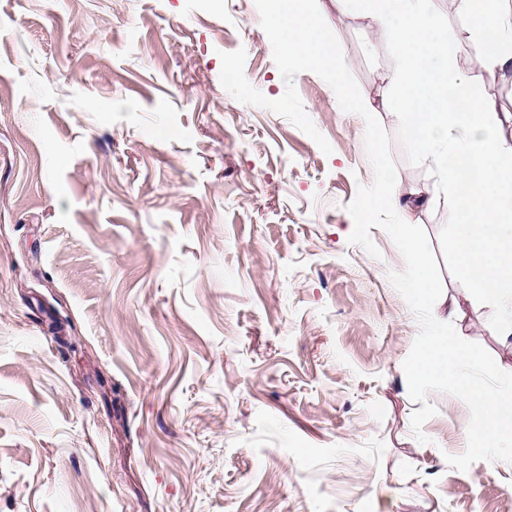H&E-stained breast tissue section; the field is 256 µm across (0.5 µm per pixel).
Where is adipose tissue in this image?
<instances>
[{
  "label": "adipose tissue",
  "mask_w": 512,
  "mask_h": 512,
  "mask_svg": "<svg viewBox=\"0 0 512 512\" xmlns=\"http://www.w3.org/2000/svg\"><path fill=\"white\" fill-rule=\"evenodd\" d=\"M477 41L476 58L487 71L512 68V0H463ZM342 13L368 20L391 48L390 105L408 141L438 177L435 197L420 190L401 196L389 177L372 207H395L396 233L417 271L408 292L415 308L437 323L459 308L437 300L430 258L414 226L432 201L445 202L455 224L445 241L459 283L500 313L498 334L512 339V144L501 121L479 99L462 91L465 74L446 64L448 29L441 0H336Z\"/></svg>",
  "instance_id": "1"
}]
</instances>
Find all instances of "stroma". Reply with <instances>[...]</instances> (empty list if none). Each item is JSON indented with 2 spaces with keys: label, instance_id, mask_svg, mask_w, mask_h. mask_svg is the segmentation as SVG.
<instances>
[{
  "label": "stroma",
  "instance_id": "35a3bbf8",
  "mask_svg": "<svg viewBox=\"0 0 512 512\" xmlns=\"http://www.w3.org/2000/svg\"><path fill=\"white\" fill-rule=\"evenodd\" d=\"M444 15L449 63L489 99L461 0ZM329 26L386 95L391 49L365 20ZM239 48L281 97L254 0H0V512H507L512 465L445 460L459 398L411 427L404 261L383 229L380 258L349 241L363 118L297 74L324 154L223 88ZM454 222L422 213L419 245L462 338L512 364L454 277Z\"/></svg>",
  "mask_w": 512,
  "mask_h": 512
}]
</instances>
